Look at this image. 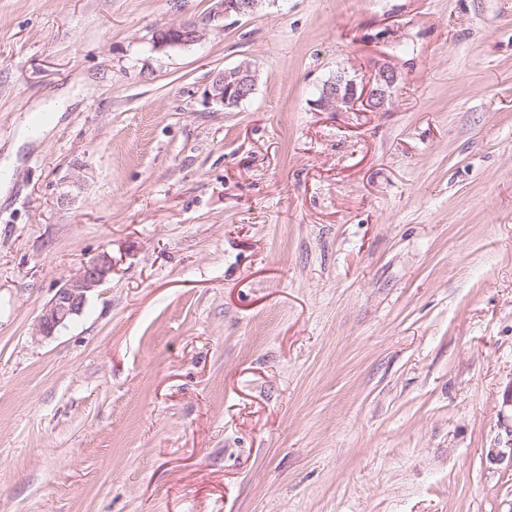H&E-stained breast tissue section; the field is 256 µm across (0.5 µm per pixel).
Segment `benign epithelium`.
<instances>
[{
  "instance_id": "1",
  "label": "benign epithelium",
  "mask_w": 512,
  "mask_h": 512,
  "mask_svg": "<svg viewBox=\"0 0 512 512\" xmlns=\"http://www.w3.org/2000/svg\"><path fill=\"white\" fill-rule=\"evenodd\" d=\"M208 14L199 19L173 23L156 31L154 48L187 46L202 41L211 23L217 19L247 16L254 13L261 0H212ZM399 76L390 66H381L366 83L358 82L342 71L323 83L312 101L320 112H349L362 108L372 112L383 111L394 102ZM256 74L249 64H240L211 74L204 90L205 102L224 109L238 106L255 90ZM81 178L72 174L61 184L58 201L67 204L73 191L80 188ZM112 273V256L102 252L87 261L81 269L56 289L52 298L42 307L35 324V335L53 336L80 316L90 295L106 282Z\"/></svg>"
}]
</instances>
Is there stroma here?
I'll return each instance as SVG.
<instances>
[{
    "instance_id": "stroma-1",
    "label": "stroma",
    "mask_w": 512,
    "mask_h": 512,
    "mask_svg": "<svg viewBox=\"0 0 512 512\" xmlns=\"http://www.w3.org/2000/svg\"><path fill=\"white\" fill-rule=\"evenodd\" d=\"M210 8L0 0V512H512V0ZM262 0H212L208 14L199 19L173 23L156 31L153 38L155 49L187 46L202 41L213 21L254 13ZM255 86L256 74L251 65L240 64L213 72L203 95L208 105L229 109L249 98ZM399 76L390 66H381L373 78L359 83L347 71L323 83L318 96L312 101L313 108L320 112L386 110L394 102ZM112 273V256L102 252L87 261L73 276L56 288L52 298L42 307L35 324V335L53 336L85 310L90 295L106 282Z\"/></svg>"
}]
</instances>
